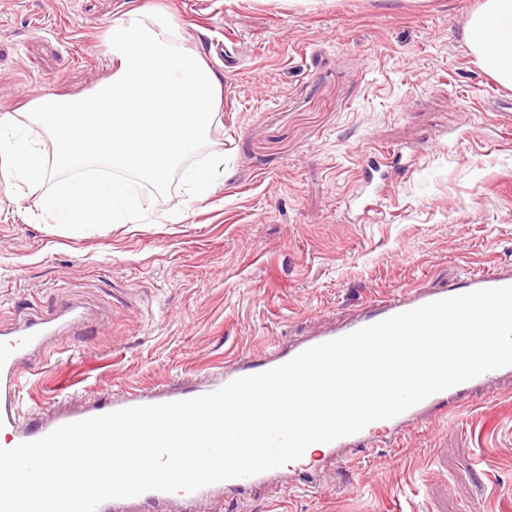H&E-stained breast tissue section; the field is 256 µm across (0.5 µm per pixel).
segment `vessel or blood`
Instances as JSON below:
<instances>
[{
	"instance_id": "vessel-or-blood-1",
	"label": "vessel or blood",
	"mask_w": 512,
	"mask_h": 512,
	"mask_svg": "<svg viewBox=\"0 0 512 512\" xmlns=\"http://www.w3.org/2000/svg\"><path fill=\"white\" fill-rule=\"evenodd\" d=\"M492 119L500 134L512 133V103L493 99L489 103ZM362 177L383 194L387 171L376 157L365 156ZM512 285V268H496L489 272L472 271L440 288H406L379 300L368 301L359 313L341 326L321 331L285 348L257 357L249 353L234 356L224 366L209 370L203 381L194 386L173 387L158 384L150 388L132 387L122 395L95 401L82 409L62 413L44 421L27 414L23 408L22 377L33 359L44 354L50 338L61 335L82 319L75 308L67 307L51 320L25 321L0 334V434L8 447L44 437L56 428L116 410L186 400L214 392L234 379L259 374L280 366L302 351L342 337L363 327L378 323L436 300L478 289ZM512 400V366L491 370L447 390L438 392L398 416L368 424L360 432L325 444L323 454L338 462L360 459L381 445L400 439L410 429L434 422L445 424L458 412L478 404L490 405ZM297 477L305 491L319 492L327 478L315 462L297 459L284 466L257 475L224 480L193 492L151 491L140 496L112 499L102 503L98 512H160L161 507L179 504L183 512H195V506L208 497L222 493L239 497L254 487L278 481L283 476Z\"/></svg>"
}]
</instances>
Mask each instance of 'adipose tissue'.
Returning a JSON list of instances; mask_svg holds the SVG:
<instances>
[{"instance_id":"1","label":"adipose tissue","mask_w":512,"mask_h":512,"mask_svg":"<svg viewBox=\"0 0 512 512\" xmlns=\"http://www.w3.org/2000/svg\"><path fill=\"white\" fill-rule=\"evenodd\" d=\"M464 41L482 70L512 87V0H483L467 22Z\"/></svg>"}]
</instances>
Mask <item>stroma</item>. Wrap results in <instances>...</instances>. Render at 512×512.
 <instances>
[{
	"label": "stroma",
	"mask_w": 512,
	"mask_h": 512,
	"mask_svg": "<svg viewBox=\"0 0 512 512\" xmlns=\"http://www.w3.org/2000/svg\"><path fill=\"white\" fill-rule=\"evenodd\" d=\"M482 0H0V115L112 75L109 30L160 13L222 78L202 200L143 192L144 222L68 231L0 174V327L77 306L84 324L24 388L77 409L197 378L341 324L363 303L512 265V136L483 111L503 88L468 52ZM458 137L454 149L440 133ZM401 151L362 219L361 154ZM325 490L263 485L199 512H512V403L409 431L329 469Z\"/></svg>",
	"instance_id": "35a3bbf8"
}]
</instances>
